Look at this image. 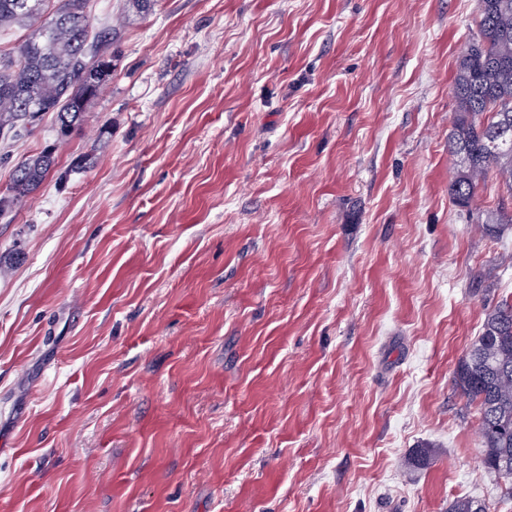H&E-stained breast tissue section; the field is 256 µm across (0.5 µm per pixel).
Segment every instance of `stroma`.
Wrapping results in <instances>:
<instances>
[{"label": "stroma", "mask_w": 512, "mask_h": 512, "mask_svg": "<svg viewBox=\"0 0 512 512\" xmlns=\"http://www.w3.org/2000/svg\"><path fill=\"white\" fill-rule=\"evenodd\" d=\"M112 75L0 141V512H512L455 386L512 296L448 196L476 0H90ZM424 462H416L420 449ZM54 164L52 150H45L35 158L19 162L13 171L10 187L0 195V216L15 211L24 198L39 187Z\"/></svg>", "instance_id": "1"}]
</instances>
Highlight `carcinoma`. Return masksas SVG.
I'll use <instances>...</instances> for the list:
<instances>
[{"label": "carcinoma", "instance_id": "carcinoma-1", "mask_svg": "<svg viewBox=\"0 0 512 512\" xmlns=\"http://www.w3.org/2000/svg\"><path fill=\"white\" fill-rule=\"evenodd\" d=\"M89 0H0V33L21 29L14 55L0 54V135L21 138L41 112L56 113L64 139L81 126L88 102L112 71V28L88 42ZM478 31L462 50L452 86L456 103L448 151L456 157L448 196L468 207L494 174L512 197V0H477ZM55 164L52 151L15 166L0 195V216L16 210ZM512 223L504 211L481 224L496 235ZM455 384L476 403L481 465L512 497V299L486 314L481 333L459 362ZM448 512H487L481 499H454Z\"/></svg>", "mask_w": 512, "mask_h": 512}]
</instances>
